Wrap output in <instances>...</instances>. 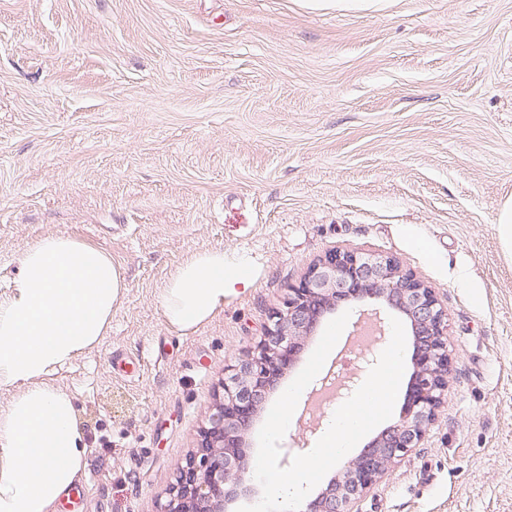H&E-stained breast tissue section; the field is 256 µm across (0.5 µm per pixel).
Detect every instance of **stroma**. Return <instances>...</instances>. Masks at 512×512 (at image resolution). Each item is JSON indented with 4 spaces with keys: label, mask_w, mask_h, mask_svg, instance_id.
<instances>
[{
    "label": "stroma",
    "mask_w": 512,
    "mask_h": 512,
    "mask_svg": "<svg viewBox=\"0 0 512 512\" xmlns=\"http://www.w3.org/2000/svg\"><path fill=\"white\" fill-rule=\"evenodd\" d=\"M512 0H0V299L71 235L127 288L53 372L90 449L56 512H156L288 286L336 247L399 257L448 309L452 380L359 512H512ZM253 284L182 333L191 253Z\"/></svg>",
    "instance_id": "35a3bbf8"
}]
</instances>
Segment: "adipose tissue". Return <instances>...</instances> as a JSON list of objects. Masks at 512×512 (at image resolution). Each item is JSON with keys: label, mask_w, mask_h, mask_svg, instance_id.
I'll return each mask as SVG.
<instances>
[{"label": "adipose tissue", "mask_w": 512, "mask_h": 512, "mask_svg": "<svg viewBox=\"0 0 512 512\" xmlns=\"http://www.w3.org/2000/svg\"><path fill=\"white\" fill-rule=\"evenodd\" d=\"M19 263L0 302V387L15 391L0 409V512H54L85 470L88 447L71 392L47 378L99 343L125 281L105 249L69 235L38 238ZM251 282L249 267L226 266L223 250L193 253L161 293L162 317L194 330Z\"/></svg>", "instance_id": "adipose-tissue-1"}]
</instances>
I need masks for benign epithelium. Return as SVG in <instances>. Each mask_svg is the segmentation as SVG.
<instances>
[{"label": "benign epithelium", "mask_w": 512, "mask_h": 512, "mask_svg": "<svg viewBox=\"0 0 512 512\" xmlns=\"http://www.w3.org/2000/svg\"><path fill=\"white\" fill-rule=\"evenodd\" d=\"M343 306L380 310L406 323L412 336L410 378L397 418L310 492L300 512H355L387 468L424 440L447 399L452 366L447 308L400 258L335 248L288 288L253 349L225 366L222 392L197 431L193 450L177 465L157 512H230L232 505L258 502L250 476L254 422L300 359L307 339ZM306 446L288 438L280 465Z\"/></svg>", "instance_id": "obj_1"}]
</instances>
